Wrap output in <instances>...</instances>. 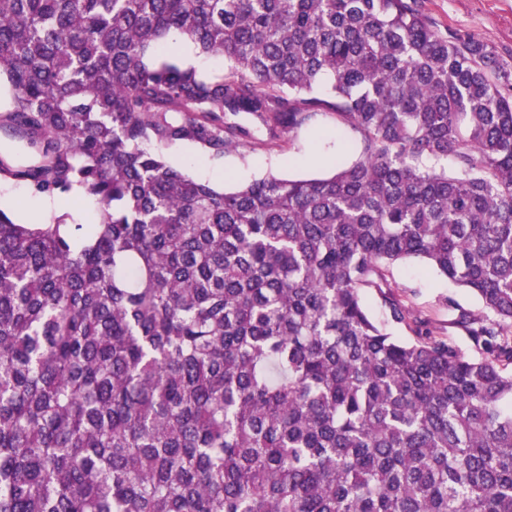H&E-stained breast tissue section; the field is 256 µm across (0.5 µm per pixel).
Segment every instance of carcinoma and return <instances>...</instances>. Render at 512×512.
Listing matches in <instances>:
<instances>
[{"label":"carcinoma","mask_w":512,"mask_h":512,"mask_svg":"<svg viewBox=\"0 0 512 512\" xmlns=\"http://www.w3.org/2000/svg\"><path fill=\"white\" fill-rule=\"evenodd\" d=\"M0 83L34 155L0 179L97 204L0 210V512H512V66L492 48L422 0H0ZM320 112L363 141L329 177L219 192L163 153L279 148ZM450 156L455 175L423 165ZM411 258L478 296L454 320L475 354L391 290ZM188 44V43H186ZM185 43L178 41L177 47L180 52L186 55H190L191 51L189 50L188 46ZM192 48L193 57L195 59L194 63H187L184 59V57L179 54L177 51L178 57L185 63L194 65L196 68L199 69V72L202 73L205 76H219L223 72H225V66H224V59L220 56H205V58L198 57L195 54V51L193 47L188 44Z\"/></svg>","instance_id":"1"}]
</instances>
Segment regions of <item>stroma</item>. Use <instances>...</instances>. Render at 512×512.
Wrapping results in <instances>:
<instances>
[{"mask_svg": "<svg viewBox=\"0 0 512 512\" xmlns=\"http://www.w3.org/2000/svg\"><path fill=\"white\" fill-rule=\"evenodd\" d=\"M424 9L440 27L468 32L512 64V0H424ZM284 139L283 148L278 150L246 144L221 157L208 156L198 146L186 143L167 149L165 158L195 181L232 191L271 174L292 179L327 177L340 161L358 158L363 149L360 135L331 112L286 133ZM390 283L414 310L430 318L434 331L469 349L467 336L453 320L456 308L481 310L471 291L414 260L392 267Z\"/></svg>", "mask_w": 512, "mask_h": 512, "instance_id": "obj_1", "label": "stroma"}]
</instances>
